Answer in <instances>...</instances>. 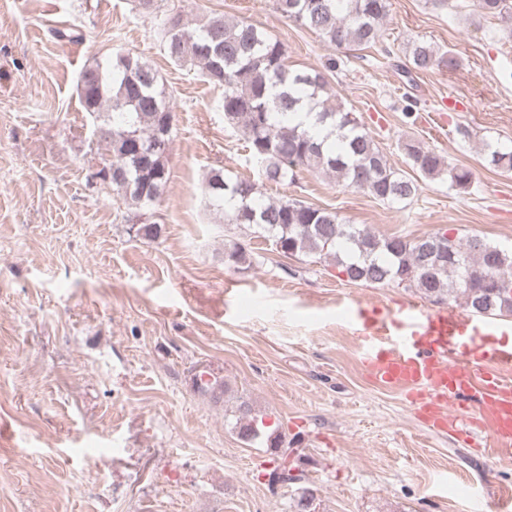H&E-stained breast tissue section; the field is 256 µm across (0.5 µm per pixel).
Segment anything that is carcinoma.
<instances>
[{
    "mask_svg": "<svg viewBox=\"0 0 512 512\" xmlns=\"http://www.w3.org/2000/svg\"><path fill=\"white\" fill-rule=\"evenodd\" d=\"M477 5L487 16L512 18V0H477ZM275 9L337 50L366 49L382 38L387 0H275ZM162 39L170 59L194 66L206 81L224 87V122L242 130L250 158L266 181L284 184L302 167L383 203L409 202L417 195L418 181L389 164L354 113L331 103L325 74L290 68L282 44L267 31L220 16L190 29L182 15L171 13L162 22ZM408 58L407 74L460 66L457 57L439 53L424 40L409 46ZM76 88L109 152L102 159V169L110 171L106 184L130 211L127 220L139 223L135 235L157 239L160 225L142 217L166 190L173 130V113L157 71L147 61L120 54L109 69L96 65L82 70ZM303 114L314 115L327 135L316 137L300 120ZM400 147L423 177L446 179L457 191L470 187L469 168L451 164L413 138ZM481 153L486 166L512 172V146L484 141ZM218 181L224 184L219 195L214 192ZM205 192L224 212L225 223L249 229L285 255L331 258L350 282L393 283L415 289L434 304L453 299L476 314H512V252L479 236L464 243L440 233L380 238L326 208L297 199H267L255 181L222 168L209 172ZM255 263L248 244H225L224 265L240 271ZM234 419L233 428L246 441L266 434L263 416L245 400L236 406ZM268 440L280 452L281 464L270 472L279 477L294 449L284 446L279 434ZM316 499L314 489H302L295 512H316Z\"/></svg>",
    "mask_w": 512,
    "mask_h": 512,
    "instance_id": "1",
    "label": "carcinoma"
}]
</instances>
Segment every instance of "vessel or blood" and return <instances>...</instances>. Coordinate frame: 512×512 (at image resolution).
<instances>
[{"instance_id":"obj_1","label":"vessel or blood","mask_w":512,"mask_h":512,"mask_svg":"<svg viewBox=\"0 0 512 512\" xmlns=\"http://www.w3.org/2000/svg\"><path fill=\"white\" fill-rule=\"evenodd\" d=\"M489 328L465 313L410 305L404 318L367 324L362 360L379 388L401 393L428 429L483 455H512V346L489 347ZM469 337L470 354L456 352Z\"/></svg>"}]
</instances>
